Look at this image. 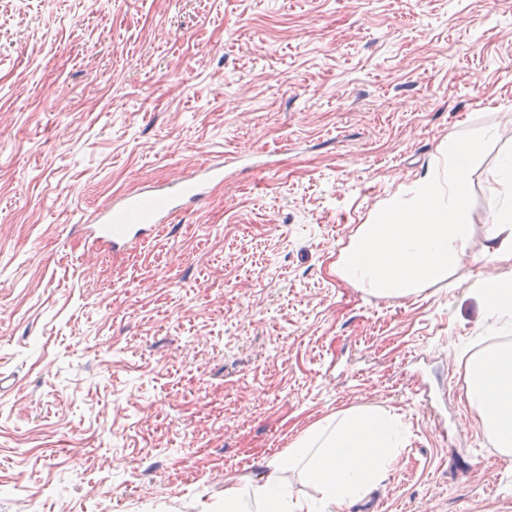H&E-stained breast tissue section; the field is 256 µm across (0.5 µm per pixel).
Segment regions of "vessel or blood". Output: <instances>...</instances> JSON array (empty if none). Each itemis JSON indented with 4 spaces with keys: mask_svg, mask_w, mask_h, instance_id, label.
Returning a JSON list of instances; mask_svg holds the SVG:
<instances>
[{
    "mask_svg": "<svg viewBox=\"0 0 512 512\" xmlns=\"http://www.w3.org/2000/svg\"><path fill=\"white\" fill-rule=\"evenodd\" d=\"M223 179L224 159L217 156L175 187L113 196L98 212L92 231L96 239L111 243L113 249L135 248L148 234L159 233L175 211L201 204L209 184Z\"/></svg>",
    "mask_w": 512,
    "mask_h": 512,
    "instance_id": "obj_1",
    "label": "vessel or blood"
}]
</instances>
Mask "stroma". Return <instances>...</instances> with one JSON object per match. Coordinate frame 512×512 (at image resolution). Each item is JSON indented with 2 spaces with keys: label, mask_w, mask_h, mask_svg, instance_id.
<instances>
[{
  "label": "stroma",
  "mask_w": 512,
  "mask_h": 512,
  "mask_svg": "<svg viewBox=\"0 0 512 512\" xmlns=\"http://www.w3.org/2000/svg\"><path fill=\"white\" fill-rule=\"evenodd\" d=\"M512 113V0H0V512H211L309 425L357 406L409 440L348 512H512L465 398L485 335L471 250L376 296L336 274L359 224ZM275 155L136 249L112 196L219 154Z\"/></svg>",
  "instance_id": "35a3bbf8"
}]
</instances>
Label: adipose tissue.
Masks as SVG:
<instances>
[{"label":"adipose tissue","mask_w":512,"mask_h":512,"mask_svg":"<svg viewBox=\"0 0 512 512\" xmlns=\"http://www.w3.org/2000/svg\"><path fill=\"white\" fill-rule=\"evenodd\" d=\"M486 260L512 261V157L495 166ZM497 341L466 363V399L499 455L512 459V275L481 276L469 290ZM406 433L399 416L371 406L350 408L307 427L287 456L262 461L258 479L224 490V512H342L366 497L395 463ZM313 488L299 495L286 479Z\"/></svg>","instance_id":"1"}]
</instances>
